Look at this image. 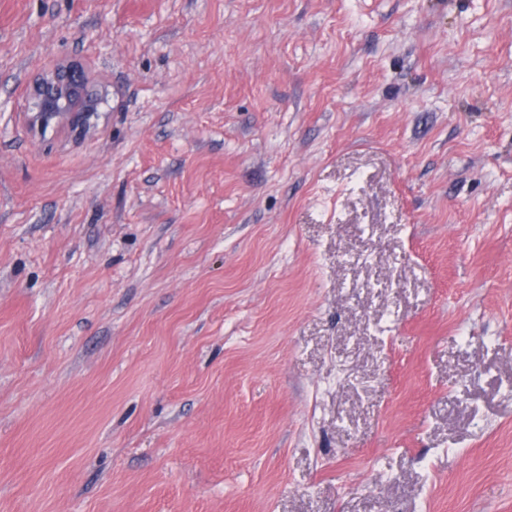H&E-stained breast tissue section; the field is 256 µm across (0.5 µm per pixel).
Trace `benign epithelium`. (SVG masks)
Listing matches in <instances>:
<instances>
[{"label": "benign epithelium", "mask_w": 512, "mask_h": 512, "mask_svg": "<svg viewBox=\"0 0 512 512\" xmlns=\"http://www.w3.org/2000/svg\"><path fill=\"white\" fill-rule=\"evenodd\" d=\"M98 108V95L91 89L83 65L63 59L38 74L30 87L25 111L34 126L44 127L56 121L83 131Z\"/></svg>", "instance_id": "benign-epithelium-1"}]
</instances>
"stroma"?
I'll return each instance as SVG.
<instances>
[{
  "mask_svg": "<svg viewBox=\"0 0 512 512\" xmlns=\"http://www.w3.org/2000/svg\"><path fill=\"white\" fill-rule=\"evenodd\" d=\"M0 512H512V0H0ZM29 99L25 112L31 125L44 127L56 121L78 131L90 125L100 104L83 65L66 59L41 70Z\"/></svg>",
  "mask_w": 512,
  "mask_h": 512,
  "instance_id": "stroma-1",
  "label": "stroma"
}]
</instances>
